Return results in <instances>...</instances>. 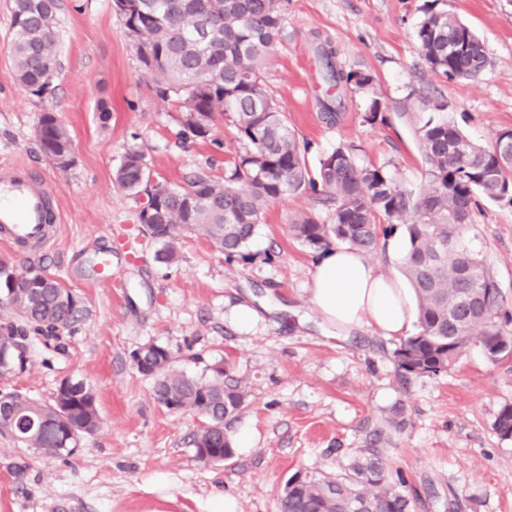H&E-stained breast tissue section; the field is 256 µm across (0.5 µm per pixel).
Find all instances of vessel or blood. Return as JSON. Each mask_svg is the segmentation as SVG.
<instances>
[{
  "instance_id": "1",
  "label": "vessel or blood",
  "mask_w": 512,
  "mask_h": 512,
  "mask_svg": "<svg viewBox=\"0 0 512 512\" xmlns=\"http://www.w3.org/2000/svg\"><path fill=\"white\" fill-rule=\"evenodd\" d=\"M56 187L28 165H0V242L29 252L53 245L59 231Z\"/></svg>"
}]
</instances>
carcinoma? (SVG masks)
Wrapping results in <instances>:
<instances>
[{"label": "carcinoma", "instance_id": "obj_1", "mask_svg": "<svg viewBox=\"0 0 512 512\" xmlns=\"http://www.w3.org/2000/svg\"><path fill=\"white\" fill-rule=\"evenodd\" d=\"M438 2L425 5L416 24L419 56L430 70L449 79H474L489 64L483 41ZM287 6L288 0H113L157 95L179 102L183 135L207 137L220 114L236 127L243 142V151L230 161L224 179L197 172L183 186L157 184L149 192L138 220L162 245L159 258L173 261L174 241L193 232L230 256L241 254L262 224L268 200L307 195L313 208L297 215L289 231L317 252L335 242L373 252L390 227L404 226L407 249L402 271L414 291L417 331L394 351L403 374L444 375L473 342L481 344L492 361L512 357V314L504 308L484 259L466 241L479 199L512 198V162L504 153L512 130L498 132L494 143L485 147L448 120L444 107L434 106L437 114L416 128L426 166V185L417 190L400 188L383 167L358 164L343 147L310 169L306 149L261 78L262 66L282 33ZM11 9L17 82L36 96L54 91L59 67L56 0H12ZM204 23L209 27L208 46L199 43L198 29ZM320 57L324 81L338 90L323 112L325 122L334 125L343 107L339 90L368 88L374 77L342 69L327 49ZM37 128L44 155L70 146L55 112L41 113ZM146 167L142 153L128 151L115 173L117 185L139 192L144 184L140 169ZM1 289L8 297L0 306L36 331L68 330L85 316L82 300L44 270L19 272L1 260ZM151 348L160 366L152 376L157 403L204 412L209 427L193 440L197 458L208 462L207 450L232 457L224 425L244 406L242 382L227 372L205 379L172 370L171 354L155 344ZM24 362L12 330L1 333L0 371ZM12 404L15 412L0 423V433L45 455L73 454L100 425L94 393L82 381L61 382L49 403L17 393ZM405 412L404 403H394L382 427L374 431L375 441L401 431ZM494 428L501 437L512 438V405L501 408ZM287 484L279 512H407L409 507L401 491L406 486L403 472L392 470L375 447L354 456L339 474L298 471Z\"/></svg>", "mask_w": 512, "mask_h": 512}]
</instances>
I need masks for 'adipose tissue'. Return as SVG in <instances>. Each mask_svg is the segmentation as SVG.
Segmentation results:
<instances>
[{
  "label": "adipose tissue",
  "mask_w": 512,
  "mask_h": 512,
  "mask_svg": "<svg viewBox=\"0 0 512 512\" xmlns=\"http://www.w3.org/2000/svg\"><path fill=\"white\" fill-rule=\"evenodd\" d=\"M309 302L322 323L345 331L368 328L385 337L411 335L415 296L400 278L375 270L360 251L340 244L316 260Z\"/></svg>",
  "instance_id": "ef3b65f1"
}]
</instances>
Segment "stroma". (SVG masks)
I'll use <instances>...</instances> for the list:
<instances>
[{
	"mask_svg": "<svg viewBox=\"0 0 512 512\" xmlns=\"http://www.w3.org/2000/svg\"><path fill=\"white\" fill-rule=\"evenodd\" d=\"M426 2L288 0L262 79L308 144L310 166L346 145L357 163L421 187L415 129L428 100L445 104L481 145L512 129V0H443L483 40L490 63L472 80L448 79L420 60L413 28ZM14 38L10 0H0V161L24 163L56 185L61 222L50 251L0 244V260L46 270L87 312L73 328L43 336L0 307V327L14 330L25 358L0 372V394L48 401L63 380H80L95 395L101 427L69 456H45L0 434V512H209L219 494L234 497L238 512H277L295 472L340 473L399 400L407 425L382 452L407 479L410 512H512V438L493 429L512 404V359L491 361L473 343L447 374L405 378L394 358L399 339L323 326L307 291L316 253L288 230L311 209L305 196L269 200L243 255L187 233L176 242V262H159V244L138 222L146 194L114 181L123 156L142 152L160 184L198 171L220 178L242 146L236 129L219 117L207 138H182L175 106L156 95L112 0H59L60 71L50 97L16 82ZM320 46L343 69L375 78L371 89L345 93L333 126L320 105ZM374 99L387 124L366 121ZM47 108L71 137L65 169L39 146ZM469 237L512 310V203L483 202ZM104 252L112 256L108 282L94 272ZM241 303L259 312L246 332L231 317ZM149 342L188 375L209 378L221 367L242 381L246 403L226 432L234 441L248 434L249 447L220 464L197 459L191 440L200 418L158 405L153 379L133 364V352Z\"/></svg>",
	"mask_w": 512,
	"mask_h": 512,
	"instance_id": "stroma-1",
	"label": "stroma"
}]
</instances>
